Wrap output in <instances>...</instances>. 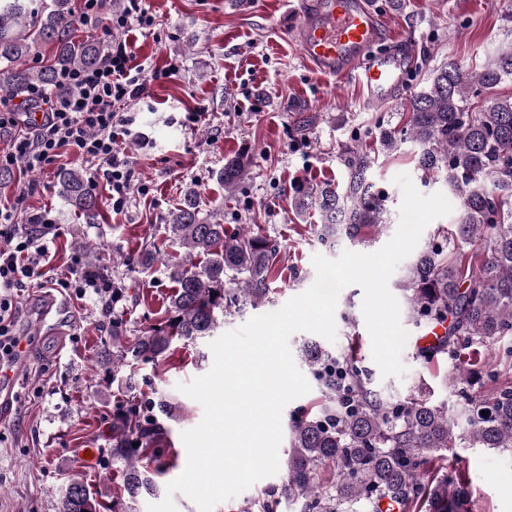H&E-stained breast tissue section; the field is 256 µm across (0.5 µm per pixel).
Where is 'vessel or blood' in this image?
I'll list each match as a JSON object with an SVG mask.
<instances>
[{
    "mask_svg": "<svg viewBox=\"0 0 512 512\" xmlns=\"http://www.w3.org/2000/svg\"><path fill=\"white\" fill-rule=\"evenodd\" d=\"M295 39L324 78H357L375 103L402 90L416 57L407 38L390 34L369 0H309Z\"/></svg>",
    "mask_w": 512,
    "mask_h": 512,
    "instance_id": "vessel-or-blood-1",
    "label": "vessel or blood"
}]
</instances>
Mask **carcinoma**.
Segmentation results:
<instances>
[{"label":"carcinoma","instance_id":"cac0c4a2","mask_svg":"<svg viewBox=\"0 0 512 512\" xmlns=\"http://www.w3.org/2000/svg\"><path fill=\"white\" fill-rule=\"evenodd\" d=\"M33 2L0 0L1 93L18 94L31 84L52 87L60 71L91 69L101 61L98 42L65 35L73 23L71 0H51L42 9ZM42 43L55 45L50 63L28 66ZM506 80H512V43L478 70L455 63L434 68L426 88L411 95L408 111L381 117L372 131L357 129L342 145L344 185L297 181L288 190L297 217L319 214L320 244H371L387 224L389 201L371 176L375 157L366 139L373 137L385 152L415 144L421 181H441L457 195L455 224L410 263L400 288L415 327L444 329L417 357L457 387L465 428L458 430L448 407L423 394L384 399L354 353L338 354L306 339L299 356L319 396L292 418L281 483L241 512H281L284 503L292 512H358L362 503L382 512L385 502L398 512H470L464 479L448 472L445 452L459 445L512 451V382L489 394L475 388L482 377L498 380L512 372V96L492 93ZM245 166L240 157L225 160L219 178L226 190L238 185ZM58 184L64 201L93 220L97 198L83 173L64 169ZM166 230L186 249L185 258H166L146 244L124 262L145 268L161 263L174 293L142 336L124 335L122 321L112 316V349L102 354L122 388L112 400L107 448L121 482L107 504L82 474L72 473L57 512H134L139 497L155 494L158 464L171 448L165 421L179 406L145 395L133 366L165 360L176 337L193 343L213 335L219 313L273 303L271 284L282 274L275 240L244 226L230 230L207 222L191 190ZM194 256L205 261L196 265Z\"/></svg>","mask_w":512,"mask_h":512}]
</instances>
